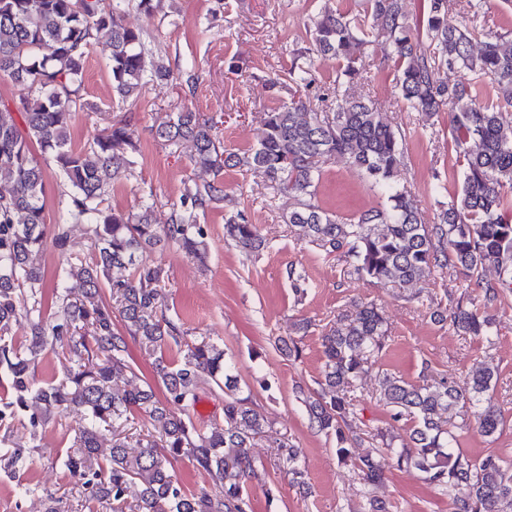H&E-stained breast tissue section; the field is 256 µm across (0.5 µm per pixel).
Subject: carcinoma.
<instances>
[{"label":"carcinoma","mask_w":512,"mask_h":512,"mask_svg":"<svg viewBox=\"0 0 512 512\" xmlns=\"http://www.w3.org/2000/svg\"><path fill=\"white\" fill-rule=\"evenodd\" d=\"M126 0H0V79L28 89L13 113L0 112V380L10 400L0 402V422L28 413L32 429L70 411L84 424L74 430L62 465L84 479L85 501L124 512L129 489L139 487L138 512H252L248 478L255 475L249 448L256 437L275 434L280 460L291 465L294 480L308 493L300 449L242 395L224 350L205 336L187 339L188 331L167 318L162 293L167 271L143 253L161 242L173 243L206 264V231L199 214L224 201L219 176L226 168L258 171L298 206L285 223L300 241L345 258L351 273L376 284L408 288L462 270L481 289L483 311L457 303L449 316L460 336H490L488 311L512 292V42L487 26L482 0H429L423 29L427 49L418 47L407 21L405 0H365L363 14L326 10L314 21L317 54L342 62L329 93L312 94V64L295 63L290 101L261 120L257 143L240 154L228 152L215 125L200 113L180 110L156 128L161 145H191L194 167L213 174L185 188L180 205L167 221L155 218L154 195L142 197L135 212L104 206L110 187L134 176L137 142L127 121H117L87 147L70 145L77 112L95 110L83 97L85 62L97 34H111L109 66L112 93L121 101L146 82L167 83L170 69L147 59L140 33L122 23ZM383 38L394 62L396 88L407 108L434 114L448 111V130L463 160L461 188L439 203L435 221H425L415 200L395 177L404 160L405 132L377 110L364 90L357 59L376 38ZM462 70L456 83L441 79L448 68ZM497 86V99L480 100L484 78ZM49 154L68 191L58 202L57 218L47 222L46 170L31 150ZM342 156L385 194L386 204L342 220L314 203L322 164ZM89 226L87 259L69 253L70 229ZM225 236L243 248H267L244 213L230 215ZM63 257L59 272L81 282L78 297L53 291V318L43 315L44 274L38 258L47 247ZM498 270L494 283H483L487 265ZM109 289L104 301L103 289ZM25 323V343H15V326ZM388 325L373 302L356 304L355 314L322 336L324 364L319 390L304 399L309 419L336 439L341 463L367 485L386 476V466L413 467L448 497L454 512H500L512 505V463L489 455L472 460L451 447L452 419L460 409H474L482 433L495 434L503 424L489 391L497 379L486 366L460 384L446 376L411 383L387 372L379 374V400L388 408L387 427L368 432L382 447L349 460L353 433L363 420L351 393L356 381L377 364L385 348ZM154 356L157 383L119 389L116 380L137 374L129 364L128 339ZM65 349L70 366L58 380L39 383L31 368L49 346ZM179 358L169 359V345ZM224 391V422L201 428L194 421L199 391ZM149 418L155 433L137 441L129 453L125 425L134 414ZM402 421L414 423L409 441L395 443ZM112 432V447L100 453L102 431ZM185 455L206 472L215 490L185 491L171 459ZM5 468L26 466L24 448L0 454Z\"/></svg>","instance_id":"1"}]
</instances>
